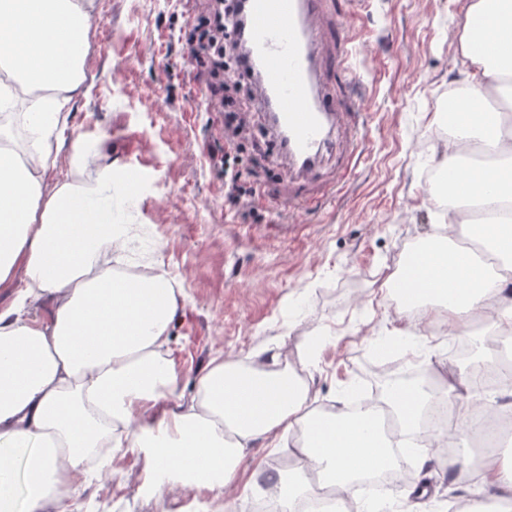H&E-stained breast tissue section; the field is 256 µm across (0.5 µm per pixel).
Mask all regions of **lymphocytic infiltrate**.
Here are the masks:
<instances>
[{"instance_id": "1", "label": "lymphocytic infiltrate", "mask_w": 512, "mask_h": 512, "mask_svg": "<svg viewBox=\"0 0 512 512\" xmlns=\"http://www.w3.org/2000/svg\"><path fill=\"white\" fill-rule=\"evenodd\" d=\"M239 12L237 0H215L198 14L182 42L183 58L201 83L203 103L224 115V204L231 209L247 205L254 195L235 167L239 143L255 125L254 95L241 89L242 78L251 70L237 35Z\"/></svg>"}]
</instances>
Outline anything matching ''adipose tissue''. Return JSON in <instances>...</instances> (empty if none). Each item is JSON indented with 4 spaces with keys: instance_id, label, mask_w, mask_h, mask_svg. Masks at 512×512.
I'll return each instance as SVG.
<instances>
[{
    "instance_id": "1",
    "label": "adipose tissue",
    "mask_w": 512,
    "mask_h": 512,
    "mask_svg": "<svg viewBox=\"0 0 512 512\" xmlns=\"http://www.w3.org/2000/svg\"><path fill=\"white\" fill-rule=\"evenodd\" d=\"M94 8L95 0H0V70L14 81L0 100L27 104L23 141L0 126V288L15 294L0 310V474L24 463L23 491L0 477V512H60L85 464L125 448L144 454L156 488L225 489L255 441L277 449L293 433L306 468L359 501L360 475L391 460L373 406L315 412L306 381L275 355L266 368L213 357L184 396L165 345L186 295L158 268L113 274L130 227L99 202L118 179L102 146H74L71 180L44 192L62 109L84 83ZM465 18L463 99L472 109L459 113L438 160L453 171L444 244L386 284L450 336L471 339L482 365L497 355L493 337L512 332V114L491 110L512 78V0H465ZM474 204L491 223L462 224ZM460 231L486 242L490 259L459 246ZM45 302L48 319L28 316ZM458 377L440 389L387 384L380 400L408 433L445 402L457 422L434 437L462 441L481 390L472 371ZM471 493L512 499V458H488Z\"/></svg>"
}]
</instances>
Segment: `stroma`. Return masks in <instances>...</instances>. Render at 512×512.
Wrapping results in <instances>:
<instances>
[{
    "instance_id": "obj_1",
    "label": "stroma",
    "mask_w": 512,
    "mask_h": 512,
    "mask_svg": "<svg viewBox=\"0 0 512 512\" xmlns=\"http://www.w3.org/2000/svg\"><path fill=\"white\" fill-rule=\"evenodd\" d=\"M200 0H96L84 61V89L67 106L54 179L65 178L76 139L103 140L125 171L141 172L136 202L125 182L103 201L133 225L127 251L161 265L185 291L166 348L184 395L212 357L247 365L275 353L305 364L317 409L337 407L363 381V359L397 327V308L381 287L409 242L437 233L422 169L435 165L440 141L432 104L449 85H466L457 54L465 24L462 0H363L351 23L358 54L352 66L366 123L358 160L334 133L323 183L349 170L334 202H306L310 189L292 179L284 155L246 141L237 168L256 190L253 208L224 207V171L210 153L222 145L224 118L197 99L199 84L182 58L180 28ZM320 338L310 351L311 338ZM287 451L255 442L236 482L218 491L155 493L145 458L124 449L99 475L83 478L77 512H247L261 485L288 476ZM470 475L449 480L435 462L411 463L409 478L390 486V512H447L468 495Z\"/></svg>"
}]
</instances>
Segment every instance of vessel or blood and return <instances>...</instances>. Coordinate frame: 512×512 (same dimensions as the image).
Returning a JSON list of instances; mask_svg holds the SVG:
<instances>
[{
	"label": "vessel or blood",
	"instance_id": "1",
	"mask_svg": "<svg viewBox=\"0 0 512 512\" xmlns=\"http://www.w3.org/2000/svg\"><path fill=\"white\" fill-rule=\"evenodd\" d=\"M333 6L334 0H246L245 36L264 78L261 100L276 115L269 132L275 140H287L294 177L304 184L315 179L334 132L346 135L353 152L363 137L361 108L341 111L319 86L327 60L343 66L353 55L345 28L329 38L326 55L317 52L316 37Z\"/></svg>",
	"mask_w": 512,
	"mask_h": 512
}]
</instances>
